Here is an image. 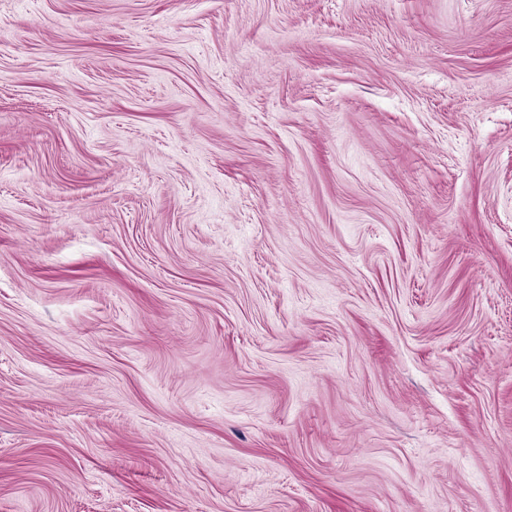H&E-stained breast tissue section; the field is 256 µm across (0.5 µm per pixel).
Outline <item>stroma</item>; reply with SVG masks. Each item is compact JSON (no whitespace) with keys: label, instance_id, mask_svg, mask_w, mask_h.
<instances>
[{"label":"stroma","instance_id":"35a3bbf8","mask_svg":"<svg viewBox=\"0 0 512 512\" xmlns=\"http://www.w3.org/2000/svg\"><path fill=\"white\" fill-rule=\"evenodd\" d=\"M0 512H512V0H0Z\"/></svg>","mask_w":512,"mask_h":512}]
</instances>
